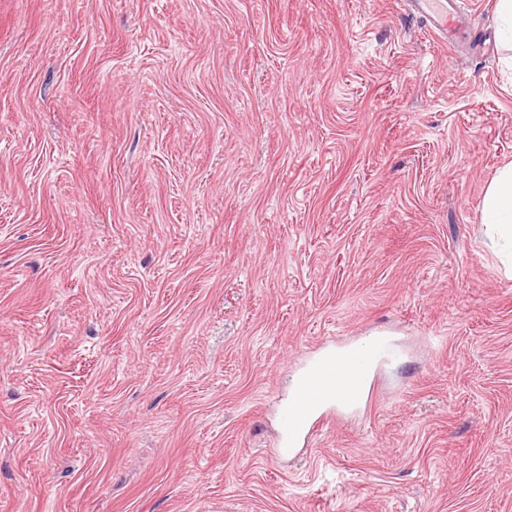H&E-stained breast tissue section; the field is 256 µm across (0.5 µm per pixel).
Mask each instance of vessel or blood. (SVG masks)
I'll return each instance as SVG.
<instances>
[{
	"label": "vessel or blood",
	"instance_id": "vessel-or-blood-1",
	"mask_svg": "<svg viewBox=\"0 0 512 512\" xmlns=\"http://www.w3.org/2000/svg\"><path fill=\"white\" fill-rule=\"evenodd\" d=\"M407 3L413 14L425 18L449 44L473 41L468 12L459 0H407ZM397 355L385 337L377 336L369 341L367 348L346 346L311 359L281 416L287 447L308 446L333 412L372 402L382 365Z\"/></svg>",
	"mask_w": 512,
	"mask_h": 512
}]
</instances>
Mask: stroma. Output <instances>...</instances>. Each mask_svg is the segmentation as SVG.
Listing matches in <instances>:
<instances>
[{
  "mask_svg": "<svg viewBox=\"0 0 512 512\" xmlns=\"http://www.w3.org/2000/svg\"><path fill=\"white\" fill-rule=\"evenodd\" d=\"M405 0H0V512H512V162ZM377 405L282 454L319 348ZM482 224L495 233L503 263L512 274V163L499 170L488 188Z\"/></svg>",
  "mask_w": 512,
  "mask_h": 512,
  "instance_id": "stroma-1",
  "label": "stroma"
}]
</instances>
